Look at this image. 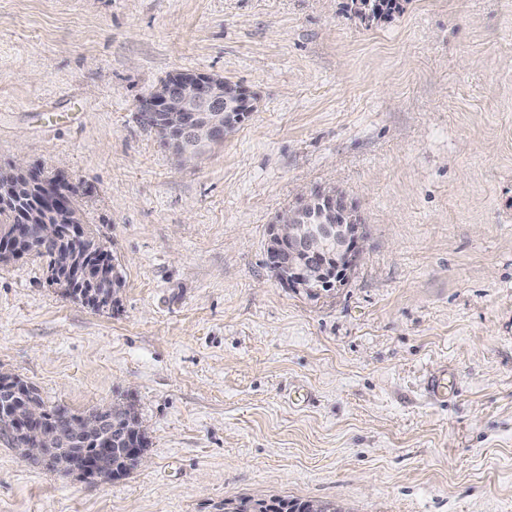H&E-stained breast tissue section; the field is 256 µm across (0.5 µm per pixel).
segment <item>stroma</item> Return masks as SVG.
Instances as JSON below:
<instances>
[{"mask_svg": "<svg viewBox=\"0 0 512 512\" xmlns=\"http://www.w3.org/2000/svg\"><path fill=\"white\" fill-rule=\"evenodd\" d=\"M252 112L178 165L138 117L168 75ZM64 175L123 279L94 309L0 264V373L46 405L137 409L111 482L0 440V512H512V0H0V168ZM339 188L366 254L284 287L267 230ZM448 373L447 401L426 391ZM224 512H343V510L336 505V502L318 499L243 498L235 502L224 500Z\"/></svg>", "mask_w": 512, "mask_h": 512, "instance_id": "35a3bbf8", "label": "stroma"}]
</instances>
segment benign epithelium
Returning a JSON list of instances; mask_svg holds the SVG:
<instances>
[{"instance_id": "benign-epithelium-1", "label": "benign epithelium", "mask_w": 512, "mask_h": 512, "mask_svg": "<svg viewBox=\"0 0 512 512\" xmlns=\"http://www.w3.org/2000/svg\"><path fill=\"white\" fill-rule=\"evenodd\" d=\"M141 120L155 129L175 127L182 133L178 141L177 155L188 160L193 148L204 143L224 140V99L219 97L215 76L206 73L172 75V81L161 85L138 104ZM38 207L46 208L51 203L54 214L68 213L67 197L43 188L38 197ZM320 203L330 213L340 206H348L332 193L313 197L308 193L300 196L297 208L286 210L271 225L270 232L275 245L266 248L269 267L280 272L287 285L302 287L313 277H328L350 271L361 259L363 241L359 224H299L295 219L310 218ZM336 257V270H331L327 259ZM14 428L0 433L1 439L13 441L19 437L34 448H18V456L27 462L37 461L62 471L82 476H93L106 472L112 464L110 437L112 414L99 410L93 414L77 416L69 425L73 438L90 435L100 437L101 446L92 452L80 451L61 459L55 458L46 445L51 433L39 409L17 410L10 414Z\"/></svg>"}]
</instances>
